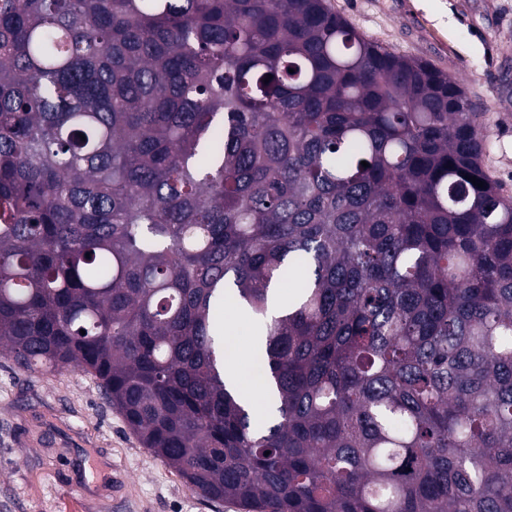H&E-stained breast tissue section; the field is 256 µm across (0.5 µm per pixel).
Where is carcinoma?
<instances>
[{
    "label": "carcinoma",
    "instance_id": "cac0c4a2",
    "mask_svg": "<svg viewBox=\"0 0 512 512\" xmlns=\"http://www.w3.org/2000/svg\"><path fill=\"white\" fill-rule=\"evenodd\" d=\"M481 125L327 0H0V349L81 367L243 512H512V201ZM226 304L261 329L262 423Z\"/></svg>",
    "mask_w": 512,
    "mask_h": 512
}]
</instances>
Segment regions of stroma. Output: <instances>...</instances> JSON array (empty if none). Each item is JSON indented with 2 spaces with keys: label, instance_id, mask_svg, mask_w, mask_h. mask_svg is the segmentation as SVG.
I'll return each mask as SVG.
<instances>
[{
  "label": "stroma",
  "instance_id": "35a3bbf8",
  "mask_svg": "<svg viewBox=\"0 0 512 512\" xmlns=\"http://www.w3.org/2000/svg\"><path fill=\"white\" fill-rule=\"evenodd\" d=\"M330 3L361 33L461 80L512 199V0ZM116 500L121 512H239L143 448L81 368L29 373L1 353L0 512H114Z\"/></svg>",
  "mask_w": 512,
  "mask_h": 512
}]
</instances>
